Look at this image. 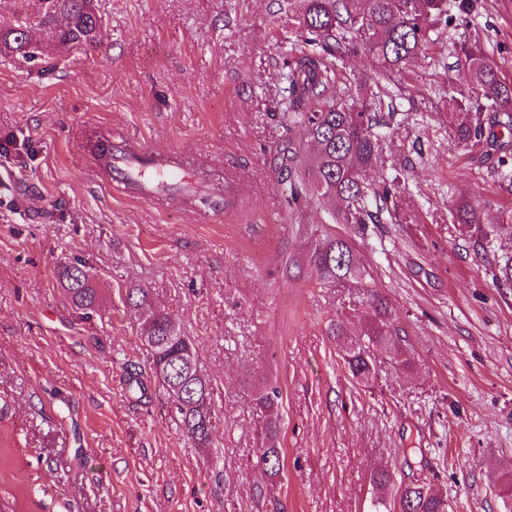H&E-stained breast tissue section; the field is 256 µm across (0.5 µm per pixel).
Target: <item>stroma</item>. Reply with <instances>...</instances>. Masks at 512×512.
<instances>
[{
	"label": "stroma",
	"instance_id": "1",
	"mask_svg": "<svg viewBox=\"0 0 512 512\" xmlns=\"http://www.w3.org/2000/svg\"><path fill=\"white\" fill-rule=\"evenodd\" d=\"M49 0H0V33L26 26L34 57L0 43V173L26 205L0 195V498L14 512H399L424 484L448 512H512V154L464 145L450 97L470 93L456 48L480 43L512 84V0H470L429 49L382 72L365 51L336 67L349 94L382 89L395 114L380 128L370 182L400 181L379 224H336L333 202L286 207L273 163L288 141L279 94L300 49V0H91L95 36L51 40ZM51 12V11H50ZM110 129L178 153L222 179L165 206L133 200L96 173L88 145ZM479 204L489 236L455 223ZM341 238L359 279L319 284L312 244ZM84 263L100 292L83 317L57 277ZM195 346L214 392L208 447L183 436L149 372L151 351L126 304L132 288ZM386 296L407 365L372 352L351 378L328 333L364 329L369 291ZM139 371L148 397L128 393ZM279 399L280 475L254 466L264 416ZM390 472L385 490L371 473Z\"/></svg>",
	"mask_w": 512,
	"mask_h": 512
}]
</instances>
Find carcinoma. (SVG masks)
I'll use <instances>...</instances> for the list:
<instances>
[{
    "instance_id": "cac0c4a2",
    "label": "carcinoma",
    "mask_w": 512,
    "mask_h": 512,
    "mask_svg": "<svg viewBox=\"0 0 512 512\" xmlns=\"http://www.w3.org/2000/svg\"><path fill=\"white\" fill-rule=\"evenodd\" d=\"M89 4L90 0H53V8L66 12L69 23L66 29L58 31L50 27L52 16H47L42 24L49 27V36L62 43L93 38L97 19ZM446 16L448 0H303L300 26L320 51H301L286 61L282 94L288 111L282 113V119L289 129L297 130L299 138L313 142L316 152L308 156L292 141L277 152L280 168L288 172L281 180V192L288 207H301L311 192L340 203L335 214L338 223L379 221L398 187L395 179L376 186L367 181L379 150L375 128L383 123L378 110L384 108V102L375 95L368 100L360 99L357 108L347 106L344 99L349 94L335 87L333 67L367 49L384 71L399 72L426 49L433 25ZM3 41L34 56L22 26L6 33ZM460 54L471 86L467 99L450 98L454 136L462 144H512L503 141L505 134H512V86L501 83L479 44L461 46ZM456 220L459 224L476 225L478 232L484 223L481 210L470 202L460 206ZM306 262L323 284L360 277L353 249L336 237L316 244L306 255ZM58 277L77 308L91 310L97 305L99 291L83 267L65 265L58 271ZM127 300L140 335L151 348L152 373L168 392L184 436L198 447L208 445L213 431V392L198 365L186 362L188 351L194 348L191 339L170 337L172 321L164 310L150 305L148 290L134 288ZM368 307L371 318L364 331L354 338L347 336L342 319L329 325V334L343 340L344 366L356 380L372 375L373 347H384L399 364L407 363L400 334L392 321L390 302L372 290ZM278 399L276 389L259 397V405L268 412V446L256 449V464L271 477L284 467L283 449L276 447L273 440L279 423V414L275 413ZM399 508L400 512H448V501L429 490L423 495L407 486L401 493Z\"/></svg>"
}]
</instances>
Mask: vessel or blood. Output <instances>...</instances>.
Returning a JSON list of instances; mask_svg holds the SVG:
<instances>
[{
  "instance_id": "b4317fda",
  "label": "vessel or blood",
  "mask_w": 512,
  "mask_h": 512,
  "mask_svg": "<svg viewBox=\"0 0 512 512\" xmlns=\"http://www.w3.org/2000/svg\"><path fill=\"white\" fill-rule=\"evenodd\" d=\"M106 143L107 153L98 160L101 173L119 184L138 183L139 195L145 200L160 201V192L169 183L191 187L197 180L196 173L174 156H157L143 146L112 134L107 136Z\"/></svg>"
}]
</instances>
